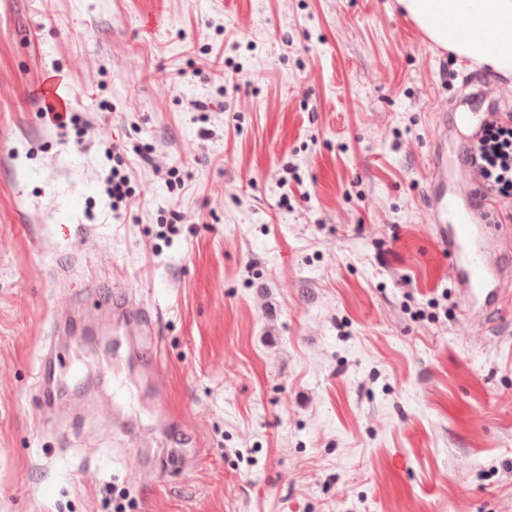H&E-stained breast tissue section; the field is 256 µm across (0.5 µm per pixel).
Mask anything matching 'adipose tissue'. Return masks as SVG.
<instances>
[{
    "label": "adipose tissue",
    "instance_id": "adipose-tissue-1",
    "mask_svg": "<svg viewBox=\"0 0 512 512\" xmlns=\"http://www.w3.org/2000/svg\"><path fill=\"white\" fill-rule=\"evenodd\" d=\"M438 46L512 78V0H399Z\"/></svg>",
    "mask_w": 512,
    "mask_h": 512
}]
</instances>
